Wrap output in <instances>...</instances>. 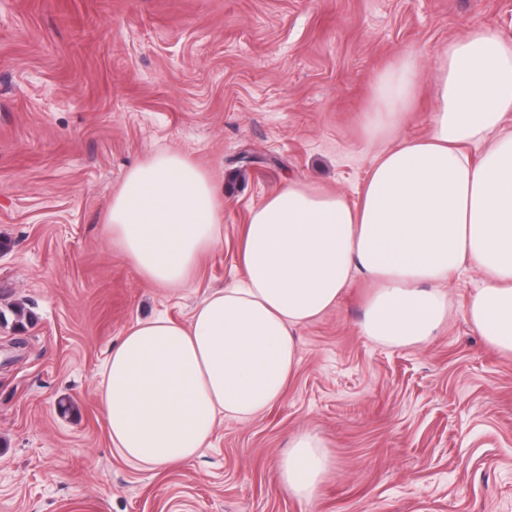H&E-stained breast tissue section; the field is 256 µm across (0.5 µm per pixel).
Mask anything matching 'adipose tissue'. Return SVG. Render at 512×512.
Returning a JSON list of instances; mask_svg holds the SVG:
<instances>
[{
	"label": "adipose tissue",
	"mask_w": 512,
	"mask_h": 512,
	"mask_svg": "<svg viewBox=\"0 0 512 512\" xmlns=\"http://www.w3.org/2000/svg\"><path fill=\"white\" fill-rule=\"evenodd\" d=\"M420 63L406 54L378 74L369 141L408 112ZM429 134L373 159L357 200L291 182L249 214L241 275L179 323L130 325L101 370L113 448L155 469L193 459L218 419L247 420L285 394L299 365L296 330L336 305L358 279L371 285L362 335L392 347L427 345L447 325V285L475 270L470 323L512 356V37L475 25L434 58ZM211 178L186 156L158 152L132 167L106 219L133 268L180 290L220 246L223 211ZM333 462L319 439L293 435L278 469L288 494L309 501Z\"/></svg>",
	"instance_id": "ef3b65f1"
}]
</instances>
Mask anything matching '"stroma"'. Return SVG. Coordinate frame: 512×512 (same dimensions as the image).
Returning <instances> with one entry per match:
<instances>
[{"instance_id":"1","label":"stroma","mask_w":512,"mask_h":512,"mask_svg":"<svg viewBox=\"0 0 512 512\" xmlns=\"http://www.w3.org/2000/svg\"><path fill=\"white\" fill-rule=\"evenodd\" d=\"M485 23L512 37V0H0V512H512V358L448 286L447 328L423 348L362 336L368 286L299 328L284 397L165 469L112 448L100 402L110 345L136 320L187 321L239 277L250 210L291 182L357 198L378 73L418 55L434 115L435 51ZM156 151L224 189L222 243L182 293L143 279L106 204ZM32 316L17 328L13 305ZM333 467L317 497L282 488L292 435Z\"/></svg>"}]
</instances>
